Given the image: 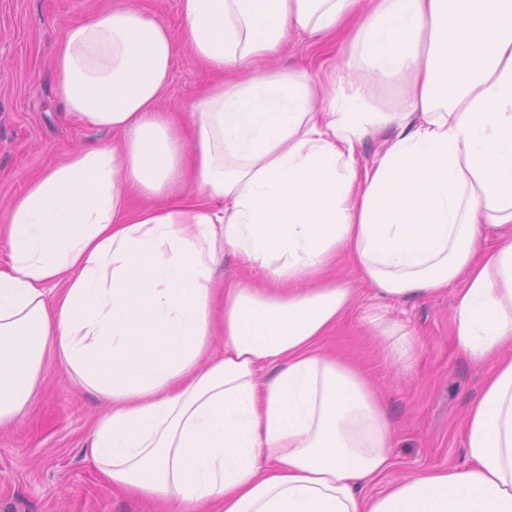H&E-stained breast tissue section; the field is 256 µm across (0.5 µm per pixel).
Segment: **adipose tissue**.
Here are the masks:
<instances>
[{"label": "adipose tissue", "mask_w": 512, "mask_h": 512, "mask_svg": "<svg viewBox=\"0 0 512 512\" xmlns=\"http://www.w3.org/2000/svg\"><path fill=\"white\" fill-rule=\"evenodd\" d=\"M180 10L178 37L128 0L54 44L67 115L114 138L29 178L0 226V424L56 363L111 405L95 467L175 512H512V0ZM292 31L336 41L340 68H264ZM183 44L218 79L172 112ZM224 252L253 279L216 288ZM341 256L387 300L455 289L453 343L489 370L466 464L388 481L387 400L324 347L353 300L326 274ZM367 322L411 369L416 334Z\"/></svg>", "instance_id": "1"}]
</instances>
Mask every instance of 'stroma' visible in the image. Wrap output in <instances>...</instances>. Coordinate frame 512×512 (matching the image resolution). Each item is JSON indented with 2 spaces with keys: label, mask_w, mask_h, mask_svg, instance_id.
Wrapping results in <instances>:
<instances>
[{
  "label": "stroma",
  "mask_w": 512,
  "mask_h": 512,
  "mask_svg": "<svg viewBox=\"0 0 512 512\" xmlns=\"http://www.w3.org/2000/svg\"><path fill=\"white\" fill-rule=\"evenodd\" d=\"M109 2L0 0V211L22 191L28 175L70 147L112 140V133L77 126L66 117L51 66L63 24ZM336 61L335 49L294 32L276 64L316 69ZM216 80L180 47L162 105L186 111ZM336 272L356 294L349 316L326 344L357 361L387 397L398 429L391 478L465 464L464 422L487 372L471 366L453 345L455 295L387 304V318L409 326L421 341L412 369L405 372L389 362L383 339L365 321L378 304L371 287L348 263H340ZM108 410L107 401L75 386L60 365H51L31 408L0 426V512H171L166 502L112 488L88 459L90 428Z\"/></svg>",
  "instance_id": "stroma-1"
}]
</instances>
